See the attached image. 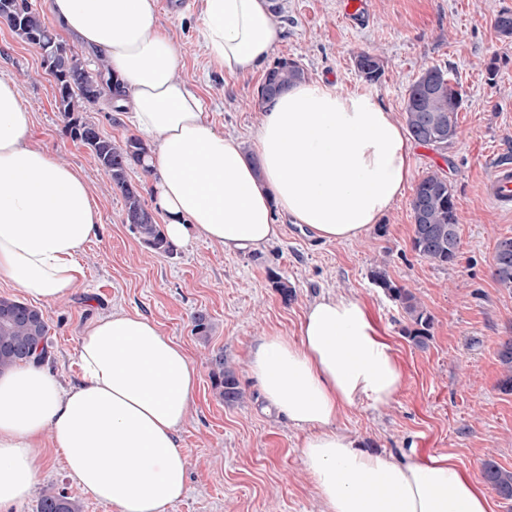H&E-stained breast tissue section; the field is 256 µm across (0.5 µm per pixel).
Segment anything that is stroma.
<instances>
[{
    "label": "stroma",
    "mask_w": 512,
    "mask_h": 512,
    "mask_svg": "<svg viewBox=\"0 0 512 512\" xmlns=\"http://www.w3.org/2000/svg\"><path fill=\"white\" fill-rule=\"evenodd\" d=\"M367 21L354 26L342 0H271L283 29L274 58L297 61L307 79L325 78L345 90L368 92L403 118L408 90L422 69L447 70L458 84V137L445 150L414 144V179L435 171L451 184L459 216V252L440 266L410 248L413 186H406L381 223L353 242H325L305 226L281 223L264 249L227 254L193 236L168 253L148 250L125 222L124 202L91 152L71 133L55 101L54 81L40 49L0 23V77L18 79L32 114L31 142L72 165L86 180L102 229L81 255L85 279L62 301L41 304L51 345L47 363L66 385L79 383V338L93 318L118 311L156 322L186 352L198 377L190 414L178 434L188 461L187 490L167 512H321L305 469L304 431L267 410L248 367L257 336L275 331L299 338L307 307L327 292L363 301L388 336L402 368V385L385 408L361 401L340 416V430L378 451L413 448L422 455L453 454L473 476L484 461L512 469V394L502 392L497 357L512 338V291L495 281V243L512 236V213L496 208L483 188L496 163L512 162V37L495 28L512 0H364ZM174 39L178 76L203 98L217 129L254 153L261 119L257 92L264 72L239 78L212 69L203 50L199 7L161 12ZM380 56L384 74L365 82L355 67L360 52ZM496 61L497 74L486 65ZM87 120L101 134L135 135L128 112L97 103ZM383 268L396 286L411 289L433 317L426 348L403 333L399 305L370 279ZM294 291L283 303L273 278ZM206 312L208 337L194 331ZM223 352L245 398L225 405L214 388L210 358ZM71 487L65 461L48 452L35 494L9 512H36L47 486Z\"/></svg>",
    "instance_id": "obj_1"
}]
</instances>
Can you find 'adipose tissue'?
I'll use <instances>...</instances> for the list:
<instances>
[{
  "label": "adipose tissue",
  "mask_w": 512,
  "mask_h": 512,
  "mask_svg": "<svg viewBox=\"0 0 512 512\" xmlns=\"http://www.w3.org/2000/svg\"><path fill=\"white\" fill-rule=\"evenodd\" d=\"M58 27L109 67L102 101L132 112L152 137V206L166 236L196 235L228 254L274 240L278 218L326 242L355 241L408 184L412 143L369 93L321 79L290 87L262 114L256 159L209 120L177 76L158 0H51ZM206 54L217 70L252 75L282 30L270 0H200ZM15 79H0V281L36 301L66 299L85 277L84 246L101 229L82 175L33 145ZM79 384L33 359L0 372V512L33 491L54 449L80 490L118 512H167L184 491L177 442L197 387L184 349L151 321L115 312L79 342ZM250 371L267 401L304 430L302 455L322 512H492L482 482L449 454L372 452L336 422L360 400L397 395L402 372L360 300L336 293L308 308L299 339L258 336Z\"/></svg>",
  "instance_id": "1"
}]
</instances>
